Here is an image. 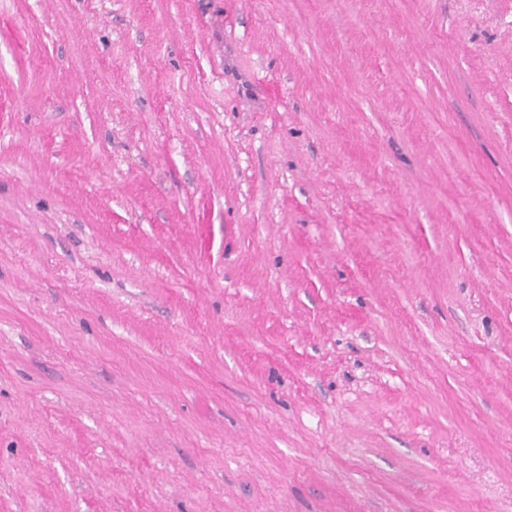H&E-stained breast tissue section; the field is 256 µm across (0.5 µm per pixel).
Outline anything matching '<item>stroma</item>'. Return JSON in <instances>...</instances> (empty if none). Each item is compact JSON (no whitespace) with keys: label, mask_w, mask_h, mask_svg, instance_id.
<instances>
[{"label":"stroma","mask_w":512,"mask_h":512,"mask_svg":"<svg viewBox=\"0 0 512 512\" xmlns=\"http://www.w3.org/2000/svg\"><path fill=\"white\" fill-rule=\"evenodd\" d=\"M0 512H512V0H0Z\"/></svg>","instance_id":"stroma-1"}]
</instances>
